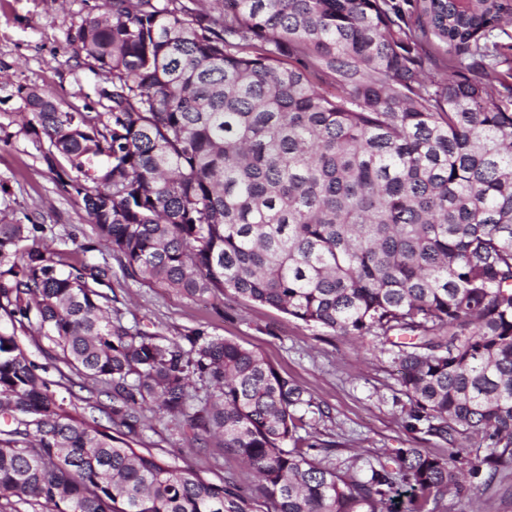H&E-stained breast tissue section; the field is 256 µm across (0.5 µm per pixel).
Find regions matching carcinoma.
Masks as SVG:
<instances>
[{
    "label": "carcinoma",
    "mask_w": 512,
    "mask_h": 512,
    "mask_svg": "<svg viewBox=\"0 0 512 512\" xmlns=\"http://www.w3.org/2000/svg\"><path fill=\"white\" fill-rule=\"evenodd\" d=\"M109 0L75 36L105 111L20 87L23 129L131 278L232 292L397 348L425 448L343 472L302 451L311 397L257 351L183 342L112 308V267L61 269L36 225L0 221V498L51 512H256L233 482L138 451L146 413L218 438L268 512H437L512 466V0ZM452 81L425 75L426 66ZM67 167H62L60 161ZM30 328L109 386L76 412L18 344Z\"/></svg>",
    "instance_id": "obj_1"
}]
</instances>
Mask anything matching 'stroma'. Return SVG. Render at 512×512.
Listing matches in <instances>:
<instances>
[{
    "label": "stroma",
    "mask_w": 512,
    "mask_h": 512,
    "mask_svg": "<svg viewBox=\"0 0 512 512\" xmlns=\"http://www.w3.org/2000/svg\"><path fill=\"white\" fill-rule=\"evenodd\" d=\"M105 9V0H0V219L39 225L42 244L64 263L107 261L113 306L124 325L176 340L201 328L259 352L320 406V413L305 415L300 431L317 443L309 451L313 458L359 467L412 447L465 466V452L406 429L409 400L397 380L394 355L380 338L339 336L228 293L201 302L126 276L119 258L98 248L88 215L59 189L38 141L22 131L24 103L17 88L46 89L68 110L102 111L98 90L105 79L72 37ZM17 338L47 380L65 387L79 383L39 333L21 328ZM142 443L212 481L231 480L245 492L256 491L257 480L239 457L215 441L188 447L170 418H148ZM443 503L444 512H512V471L487 490L470 497L450 493Z\"/></svg>",
    "instance_id": "obj_1"
}]
</instances>
